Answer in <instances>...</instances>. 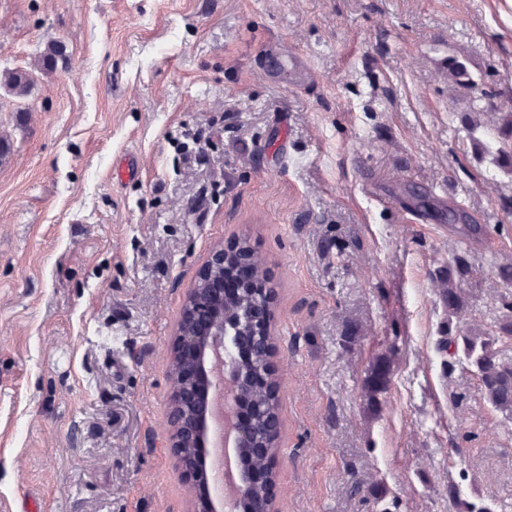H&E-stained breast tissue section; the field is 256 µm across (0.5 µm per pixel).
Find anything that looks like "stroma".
<instances>
[{
  "instance_id": "stroma-1",
  "label": "stroma",
  "mask_w": 512,
  "mask_h": 512,
  "mask_svg": "<svg viewBox=\"0 0 512 512\" xmlns=\"http://www.w3.org/2000/svg\"><path fill=\"white\" fill-rule=\"evenodd\" d=\"M288 53L313 80L266 72ZM4 68L35 82L0 90V512H186L168 356L235 239L275 290L281 512H512V412L437 350L507 313L512 0H0ZM33 86V72L26 69H5L0 72V88L18 97L27 96ZM454 267H448V274L440 278L441 297L444 306L448 308V318L455 317L464 305L461 288H458L460 279L466 275V268L459 257L453 259ZM455 272V274H454ZM456 275L458 279H456Z\"/></svg>"
}]
</instances>
